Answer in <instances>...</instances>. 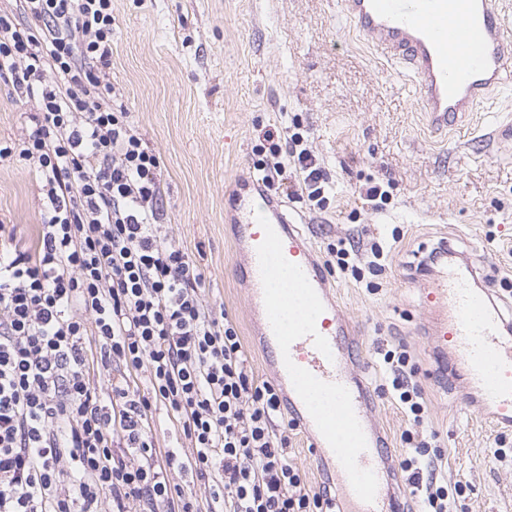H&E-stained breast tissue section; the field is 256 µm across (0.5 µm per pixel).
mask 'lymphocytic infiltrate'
<instances>
[{"mask_svg": "<svg viewBox=\"0 0 512 512\" xmlns=\"http://www.w3.org/2000/svg\"><path fill=\"white\" fill-rule=\"evenodd\" d=\"M0 14V81L37 110L33 130L0 140L42 182L33 246L0 224V512H335L307 483L272 422L277 389L248 370L233 321L202 301L203 274L156 222L160 162L112 104V0H23ZM269 143L265 184L289 155L308 201L327 175L298 135ZM383 361L413 424L425 413L406 351ZM147 372V387L136 383ZM165 408L191 453L159 455L150 422ZM402 462L425 512H453L440 450L413 442ZM209 489L201 510L171 471Z\"/></svg>", "mask_w": 512, "mask_h": 512, "instance_id": "obj_1", "label": "lymphocytic infiltrate"}]
</instances>
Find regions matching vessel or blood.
<instances>
[{
  "label": "vessel or blood",
  "mask_w": 512,
  "mask_h": 512,
  "mask_svg": "<svg viewBox=\"0 0 512 512\" xmlns=\"http://www.w3.org/2000/svg\"><path fill=\"white\" fill-rule=\"evenodd\" d=\"M504 3L338 0L340 15L373 50L409 74L437 130L461 126L512 76ZM234 221L256 333L284 405L337 482L342 512H408L404 491L393 485L389 443L367 415L369 389L352 371L355 332L312 248L262 180L237 189ZM283 268L288 289H272ZM475 276L474 267L451 266L426 290L427 304L444 311L432 334L438 348L454 352L495 424L512 428V339L489 290L472 288ZM315 393L331 397L332 409L316 408Z\"/></svg>",
  "instance_id": "b4317fda"
}]
</instances>
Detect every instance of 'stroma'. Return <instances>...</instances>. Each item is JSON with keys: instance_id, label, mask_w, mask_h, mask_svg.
<instances>
[{"instance_id": "35a3bbf8", "label": "stroma", "mask_w": 512, "mask_h": 512, "mask_svg": "<svg viewBox=\"0 0 512 512\" xmlns=\"http://www.w3.org/2000/svg\"><path fill=\"white\" fill-rule=\"evenodd\" d=\"M114 105L131 114L161 167L158 206L165 231L204 271L200 294L233 319L256 379L269 380L251 335L230 195L249 179L265 131L297 132L324 168L325 200L315 205L273 186L286 201L317 261L340 243L396 249L363 282L331 276L356 330L353 365L366 380L370 414L387 433L400 466L406 430L434 439L444 455L438 477L462 484L458 512H512V429L496 428L471 390L437 351L428 329L437 316L420 285L435 275L429 256L447 244L477 270L480 287L508 295L504 247L512 244V143L492 136L512 123V82L448 135L427 129L410 77L348 27L337 0H112ZM34 102L0 82V138L33 128ZM389 193L382 211L361 199L367 187ZM44 210L28 165L0 162V223L22 243L34 240ZM400 243H393V232ZM407 350L426 414L410 426L391 397L379 349ZM505 459L495 460V449Z\"/></svg>"}]
</instances>
